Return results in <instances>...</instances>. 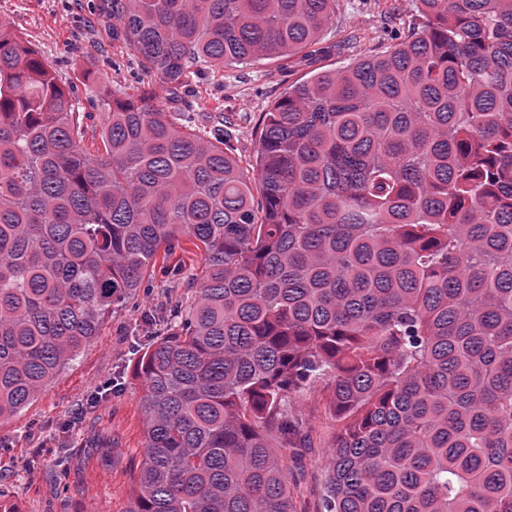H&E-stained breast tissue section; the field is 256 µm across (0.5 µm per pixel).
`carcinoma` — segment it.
<instances>
[{"label":"carcinoma","instance_id":"carcinoma-1","mask_svg":"<svg viewBox=\"0 0 512 512\" xmlns=\"http://www.w3.org/2000/svg\"><path fill=\"white\" fill-rule=\"evenodd\" d=\"M414 2L406 40L288 88L251 174L104 84L89 154L74 88L0 21V422L185 241L191 301L133 370L125 512H293L288 401L319 383L340 425L324 512H512V0ZM335 13L127 0L115 19L177 87L305 52Z\"/></svg>","mask_w":512,"mask_h":512}]
</instances>
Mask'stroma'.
I'll return each mask as SVG.
<instances>
[{
    "instance_id": "35a3bbf8",
    "label": "stroma",
    "mask_w": 512,
    "mask_h": 512,
    "mask_svg": "<svg viewBox=\"0 0 512 512\" xmlns=\"http://www.w3.org/2000/svg\"><path fill=\"white\" fill-rule=\"evenodd\" d=\"M107 3L0 0V18L78 94L92 78L107 82L121 99L153 96L200 132L231 128L233 155L245 169L255 163L264 112L291 85L391 49L417 20L413 0H338L315 52L193 76L173 92L144 74L135 51L113 31ZM193 267L180 246L159 256L137 295L112 310L99 335L47 390L0 422L1 502L17 512H125L144 448L134 361L168 333L170 305L191 297L186 281ZM290 411L310 440L309 447L288 451L293 505L296 512H322L329 451L339 432L326 389L292 398Z\"/></svg>"
}]
</instances>
